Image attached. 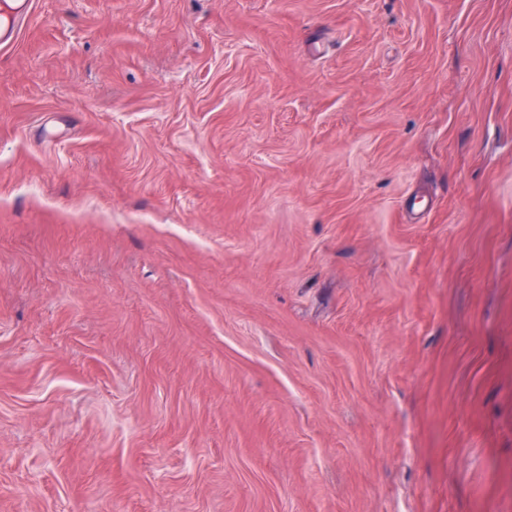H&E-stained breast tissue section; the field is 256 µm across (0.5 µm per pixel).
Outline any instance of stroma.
I'll return each instance as SVG.
<instances>
[{"label":"stroma","instance_id":"stroma-1","mask_svg":"<svg viewBox=\"0 0 512 512\" xmlns=\"http://www.w3.org/2000/svg\"><path fill=\"white\" fill-rule=\"evenodd\" d=\"M0 512H512V0H35Z\"/></svg>","mask_w":512,"mask_h":512}]
</instances>
